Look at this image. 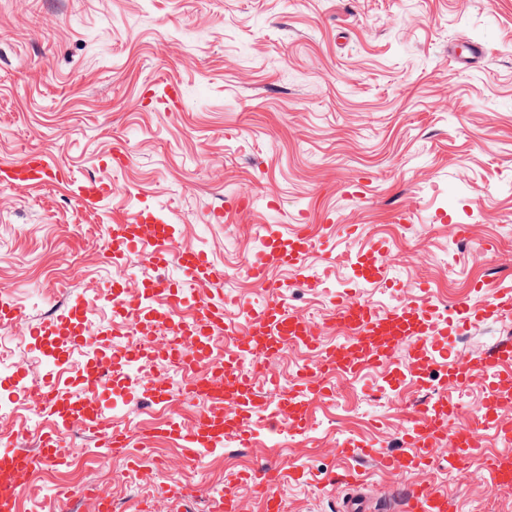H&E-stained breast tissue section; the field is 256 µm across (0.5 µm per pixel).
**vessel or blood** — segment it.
<instances>
[{"label": "vessel or blood", "instance_id": "vessel-or-blood-1", "mask_svg": "<svg viewBox=\"0 0 512 512\" xmlns=\"http://www.w3.org/2000/svg\"><path fill=\"white\" fill-rule=\"evenodd\" d=\"M64 170L49 162L42 154L29 153L17 162L0 166V182L20 188L33 184H47L65 180ZM85 203L96 204L107 200L113 193L110 183L88 181L79 188ZM110 247L114 256L125 251L138 250L153 264L177 265L179 279L161 281L139 294L112 298L117 313L128 310L143 311L148 303L170 297H183L185 286L214 285L224 280V270L216 265L204 249L174 248L175 228L163 214L150 215L148 219H136L127 224H116L108 229ZM316 247L307 225L289 235L277 229H269L263 250L248 261V272L255 283L272 292L271 297L258 309L246 308L247 325L239 331L237 345L240 350L251 351L253 337L264 342V355L275 360L281 357L286 342L315 351L317 357L311 370L299 374L298 383L276 407L291 432L300 435L307 428L304 416L306 397L325 396L327 389L324 374L338 372L357 375L362 370L384 364L391 353L400 346H409L412 371L432 365L437 354L443 353V338L447 335L445 319L429 304L407 301L387 312L377 311L370 302L360 298L356 290L336 292V304L332 318L337 326L351 333V340L343 347L323 346L314 336L310 324L301 317L288 314L280 300V284L269 278L271 268L278 267L293 272L300 281L317 287L319 278L306 263L308 254ZM237 298L218 296L200 302L199 309L190 320L192 329L224 327V312L237 305ZM512 313V291L502 290L493 299L475 306H464L463 320L467 323L485 318H499ZM236 356H228L220 373L225 384L231 385L232 410L215 407L200 417L195 427L170 422L161 428L160 434L182 442L186 455L198 458L223 447L224 434L235 429L241 441L249 439V423L253 415L268 410V401L258 396L247 372L238 370ZM451 386H461L482 379L486 398L469 421L450 426L455 409L448 403H440L424 414L419 426L406 429L403 436L404 453L385 457L382 466L386 471L410 473L414 481L404 498V512H455L447 493L426 479L420 468L424 460L434 458L442 444L453 442L447 462L461 478L469 473L463 461L469 449L477 447L483 427H495L504 437H512V421L499 419L497 407L512 399V343L493 348L486 356L476 360L466 359L449 362L445 369ZM30 400L39 402L48 418L51 429L42 438V454L34 458L22 449L13 447L8 438L0 439V472L10 476L26 473L37 460L54 461L63 454L62 433L74 425H83L97 431L102 447L119 453L127 448V434L113 430L104 406L94 405L90 414H72L71 406L79 403L81 393L66 390L55 381L46 380L25 392ZM486 470L493 486L512 485V453H499L490 457ZM255 487L262 512H282L279 495L281 473L276 468L262 466L249 477ZM364 482L353 484V491L342 502L341 512H374L372 500Z\"/></svg>", "mask_w": 512, "mask_h": 512}]
</instances>
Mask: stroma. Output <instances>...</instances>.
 Returning <instances> with one entry per match:
<instances>
[{
	"label": "stroma",
	"mask_w": 512,
	"mask_h": 512,
	"mask_svg": "<svg viewBox=\"0 0 512 512\" xmlns=\"http://www.w3.org/2000/svg\"><path fill=\"white\" fill-rule=\"evenodd\" d=\"M468 40L484 55L466 67L450 51ZM168 84L182 93L172 108L156 102ZM116 149L129 156L120 169L110 163ZM28 151L68 173L53 185L0 183V297L22 316L21 331L0 338V351L25 368L0 370V434L35 455L43 433L25 422V379L54 372L77 388L89 350L75 349L73 365L54 370L32 328L57 322L79 298L103 330L94 350L114 355L125 339L106 305V283L121 270L147 284L176 273L135 250L112 262L107 225L143 210L165 209L179 244L207 250L226 272L223 292L246 301L259 290L237 269L261 249L271 224L286 234L308 225L318 242L307 263L319 287L270 271L303 313H331L334 292L350 287L360 255L379 240L398 259L360 294L380 309H391L393 294L423 300V283L456 285L473 304L512 289V0H0V163ZM90 179L112 183V197L80 202L78 188ZM243 193L251 207L226 211ZM442 211L450 224L469 225L468 240L449 238ZM508 339L512 329L487 319L450 326L445 343L466 359ZM408 362L399 350L374 373L334 379L333 401L305 407L317 429L276 433L270 416H256L246 448L227 432L205 457L210 484L180 501L168 497V478L156 470L110 480L123 463L99 447L95 431L71 428L73 447L92 452L73 497L50 501L35 482L17 512H94L88 483L112 487L113 512H134L147 488L155 512H215L227 488L241 512H261L256 490L237 474L286 461L304 478L280 485L284 512H339L348 470L363 475L382 512H400L412 477L385 473L380 459L401 453L407 420H421L426 406L452 392L441 379L407 385ZM163 363L159 355L141 364L133 384L116 371L101 395L108 403L125 390V404L109 417L131 425L132 447L156 414L186 423L202 410L152 403L150 380ZM403 388L402 412L385 395ZM341 439L371 442L377 453L338 457ZM481 447L466 461L471 479L444 463L430 467L429 478L457 512H512V496L486 500L482 469L484 454L507 445L489 428Z\"/></svg>",
	"instance_id": "obj_1"
}]
</instances>
